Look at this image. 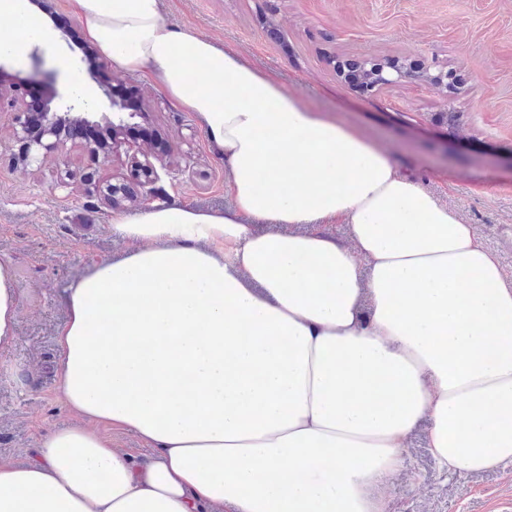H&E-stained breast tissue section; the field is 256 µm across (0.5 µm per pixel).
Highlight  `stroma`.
<instances>
[{
  "label": "stroma",
  "instance_id": "stroma-1",
  "mask_svg": "<svg viewBox=\"0 0 512 512\" xmlns=\"http://www.w3.org/2000/svg\"><path fill=\"white\" fill-rule=\"evenodd\" d=\"M166 25L211 36L278 74L290 91L330 118L360 127L399 170L476 225L512 278V0H171ZM78 23L51 44L0 60L10 81L26 80L42 99L71 87L91 112L108 106L115 84L133 86L147 120L171 148L170 162L141 183L130 141L101 164L84 142L26 164L15 131L23 105L0 101V261L16 271L21 305L17 341L0 352V457L28 462L45 434L77 423L57 390L54 339L66 318L64 288L94 261L117 259L130 241L113 232V209L98 190L123 183L134 198L178 199L202 209L231 204L224 159L198 118L110 59L83 61ZM423 63L458 77L456 92L412 81L371 95L351 90L345 61ZM454 114L453 124L439 116ZM390 512H512V465L464 476L439 470L415 432L406 467L393 479Z\"/></svg>",
  "mask_w": 512,
  "mask_h": 512
}]
</instances>
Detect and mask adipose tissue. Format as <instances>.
Returning a JSON list of instances; mask_svg holds the SVG:
<instances>
[{
    "instance_id": "1",
    "label": "adipose tissue",
    "mask_w": 512,
    "mask_h": 512,
    "mask_svg": "<svg viewBox=\"0 0 512 512\" xmlns=\"http://www.w3.org/2000/svg\"><path fill=\"white\" fill-rule=\"evenodd\" d=\"M65 11L196 114L233 205L113 213L133 247L69 284L56 330L79 421L0 459V512H389L421 425L442 471L512 464V286L475 225L236 49L167 26L161 0ZM5 20L0 52L53 37L28 0H0ZM19 304L0 262V351Z\"/></svg>"
}]
</instances>
